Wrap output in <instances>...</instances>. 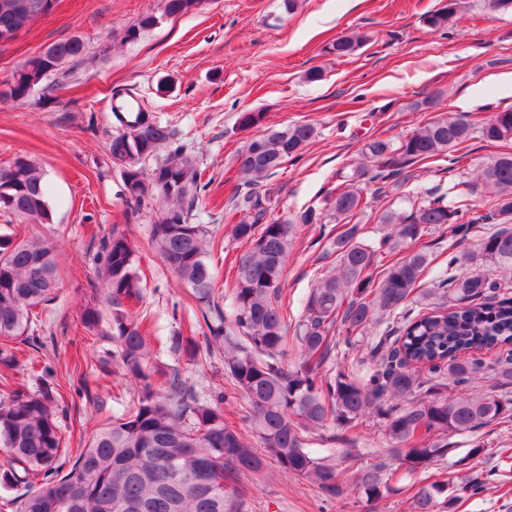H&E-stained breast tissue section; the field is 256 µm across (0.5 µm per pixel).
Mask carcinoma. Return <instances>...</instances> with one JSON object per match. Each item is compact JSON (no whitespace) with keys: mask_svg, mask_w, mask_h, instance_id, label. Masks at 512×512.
I'll use <instances>...</instances> for the list:
<instances>
[{"mask_svg":"<svg viewBox=\"0 0 512 512\" xmlns=\"http://www.w3.org/2000/svg\"><path fill=\"white\" fill-rule=\"evenodd\" d=\"M57 0H0V33L18 25L19 13L30 18L50 15ZM163 14H187L201 0H163ZM462 0H448L426 15L425 22L446 37L454 35ZM160 23L151 13L124 29L123 41L134 43ZM366 33L341 35L328 43L336 58L349 57L369 41ZM84 42L71 37L48 46L17 70L4 95L24 101L40 89L55 88L47 76L67 61H78ZM113 116L119 123L108 143L112 162L123 168L124 194L141 204L161 202L152 239L162 260L214 313L212 337L200 346L194 336L170 337V348L196 362L201 349L224 345V370L230 388L201 401L183 383L178 371L151 363L149 336L142 321L124 303L140 298L142 281L135 250L119 233L100 242L95 256L93 287L105 288L111 324L105 334L119 343L124 375L137 393L93 435L63 473L56 462L62 452L57 425L59 405L49 387L13 389L0 398V486L26 492L3 506L12 512H242L248 490L241 477L261 472L268 462L298 480L317 485L328 499L341 492L336 468L309 447L313 429L348 431L372 414L384 426L386 440L398 460L416 473L448 455V435L475 433L512 413V397L486 391L451 398L448 385L466 388L484 363L469 353L499 350L495 360L498 386L512 385V297L497 293L512 278V152L477 164L472 180L463 174L448 186L414 183V166L445 153L459 152L477 138L496 144L512 140V106L487 121L439 117L394 142L375 137L364 144L367 162L358 166L346 187L327 189L329 214L309 207L290 219L267 218L261 208L232 225V237L248 248L234 258L230 302L215 306V274L206 262L214 237L207 224L193 222L201 189L196 160L175 144L174 132L142 106L124 110L117 97ZM316 134L307 122L274 129L250 139L236 163L251 203L253 189L277 173L288 160H298ZM164 145L167 157L151 169L145 162ZM360 182L373 194L408 188L406 211L387 210L380 223L391 231L366 240L352 222L368 208ZM0 211L27 224H49L52 211L44 188L43 169L18 156L0 169ZM491 194L486 210L472 207L475 193ZM319 225V233L336 253V272L323 277L307 296L294 330H289L281 296L286 258L296 225ZM449 224L465 239L476 224L497 229L485 236L475 253L448 254L445 268L427 295L451 296L453 306L438 303L416 309L413 294L431 264L420 241L432 229ZM481 261L501 272L462 275L457 267ZM59 288L53 247L40 239L18 240L0 234V340L11 343L31 329L32 309L53 301ZM379 312L400 318V326L383 334L371 348L363 370L340 367L323 375L335 354L360 346ZM342 334L336 335V328ZM302 351V361L285 365L289 340ZM237 395L249 402L245 419L265 448L259 454L224 417V403ZM383 478L373 467L362 472L357 487L366 500L381 498ZM478 485L431 482L414 492L416 512H436Z\"/></svg>","mask_w":512,"mask_h":512,"instance_id":"carcinoma-1","label":"carcinoma"}]
</instances>
